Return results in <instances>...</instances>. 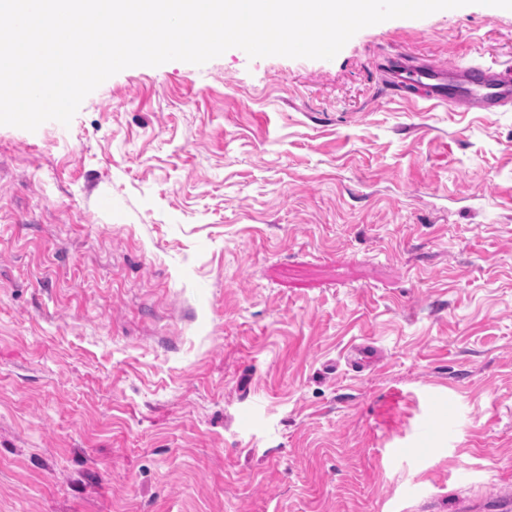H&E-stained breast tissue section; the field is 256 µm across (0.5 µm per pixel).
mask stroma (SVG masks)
Wrapping results in <instances>:
<instances>
[{"mask_svg":"<svg viewBox=\"0 0 512 512\" xmlns=\"http://www.w3.org/2000/svg\"><path fill=\"white\" fill-rule=\"evenodd\" d=\"M424 58L512 69V10L130 67L69 125H0V512L512 502V108L395 96Z\"/></svg>","mask_w":512,"mask_h":512,"instance_id":"stroma-1","label":"stroma"}]
</instances>
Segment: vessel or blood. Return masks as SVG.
Instances as JSON below:
<instances>
[{
  "label": "vessel or blood",
  "mask_w": 512,
  "mask_h": 512,
  "mask_svg": "<svg viewBox=\"0 0 512 512\" xmlns=\"http://www.w3.org/2000/svg\"><path fill=\"white\" fill-rule=\"evenodd\" d=\"M405 81L425 99L452 104L461 112H497L512 104V74L483 66L402 64Z\"/></svg>",
  "instance_id": "vessel-or-blood-1"
}]
</instances>
